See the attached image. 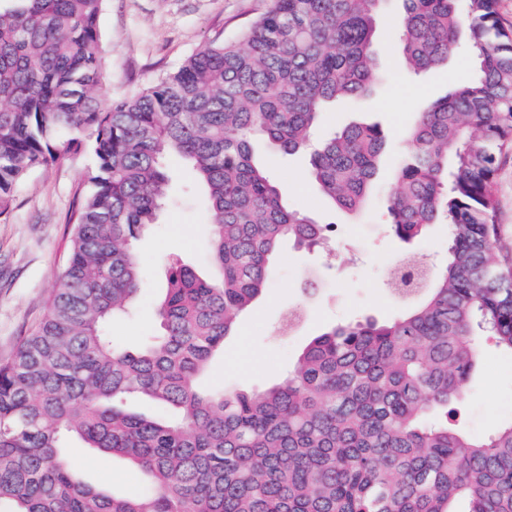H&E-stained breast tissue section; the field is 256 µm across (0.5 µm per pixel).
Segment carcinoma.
Masks as SVG:
<instances>
[{
	"label": "carcinoma",
	"mask_w": 512,
	"mask_h": 512,
	"mask_svg": "<svg viewBox=\"0 0 512 512\" xmlns=\"http://www.w3.org/2000/svg\"><path fill=\"white\" fill-rule=\"evenodd\" d=\"M102 0H0V216L33 170L89 148L96 168L47 313L0 361V512H512V422L457 428L484 345L512 354V264L498 255L494 175L512 148V30L497 0H403L400 43L426 72L464 42L476 74L417 112L390 187L392 233L448 225V263L397 317L312 337L279 383L200 377L267 288L284 239L330 227L291 208L254 142L309 152L338 208L368 202L378 125L313 141L322 112L370 95L384 0H269L237 42L212 43L129 99L102 96ZM207 191L212 264L170 268L159 333L135 351L108 325L137 312L134 242L169 197L165 160ZM159 411L143 415L130 400ZM146 478L132 495L82 481L71 438Z\"/></svg>",
	"instance_id": "cac0c4a2"
}]
</instances>
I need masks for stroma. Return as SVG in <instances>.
<instances>
[{
	"instance_id": "1",
	"label": "stroma",
	"mask_w": 512,
	"mask_h": 512,
	"mask_svg": "<svg viewBox=\"0 0 512 512\" xmlns=\"http://www.w3.org/2000/svg\"><path fill=\"white\" fill-rule=\"evenodd\" d=\"M266 7L267 0H103L100 29L109 96H136L211 42L236 39ZM400 9L401 0H386L377 20L376 64L384 81L370 98L323 113L318 136L354 121L376 123L392 149L400 150L404 131L421 106L473 75V54L463 45L447 65L410 74L400 47ZM259 151L289 205L333 230L325 249L304 252L287 245L274 257L270 288L244 314L237 332L227 338L223 355L212 362L208 382L216 388L264 389L287 374L295 355L322 328L367 316H397L403 305L390 291L389 265L401 256L418 255L436 268L448 255L445 225H432L428 235L411 246L391 236L387 188L393 158L382 163L366 209L352 216L333 207L314 187L305 155L288 156L265 145ZM94 167L93 155L82 152L32 172L17 186L9 214L0 217V360L13 353L19 339L45 314V302L68 260L73 214L90 189L87 176ZM167 168L171 196L153 228L134 244L145 282L138 313L111 326L114 340L129 349L152 335L153 314L171 265H190L205 276L213 272L205 192L184 162L169 160ZM494 192L500 253L512 258V150L500 158ZM309 275L317 282L311 299L303 289ZM229 354L247 360L248 370L226 367ZM460 419L462 429L477 437L491 436L512 421L511 354L486 346ZM68 453L86 480L120 492L144 489L143 475L119 458L76 441Z\"/></svg>"
}]
</instances>
